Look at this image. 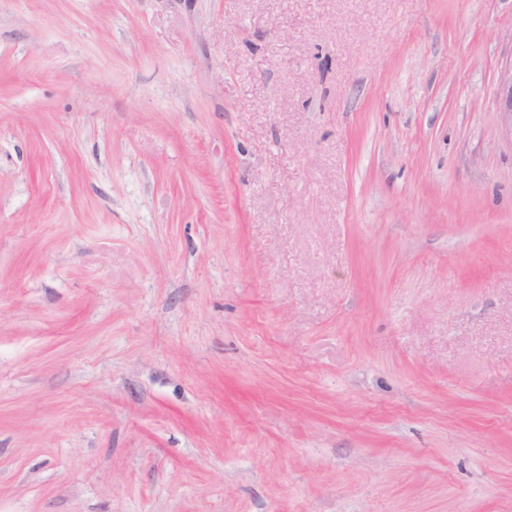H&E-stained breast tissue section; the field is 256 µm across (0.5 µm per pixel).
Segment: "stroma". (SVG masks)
I'll return each instance as SVG.
<instances>
[{
  "label": "stroma",
  "instance_id": "obj_1",
  "mask_svg": "<svg viewBox=\"0 0 512 512\" xmlns=\"http://www.w3.org/2000/svg\"><path fill=\"white\" fill-rule=\"evenodd\" d=\"M512 0H0V512H512ZM497 86V112L501 130L512 144V59L500 68Z\"/></svg>",
  "mask_w": 512,
  "mask_h": 512
}]
</instances>
